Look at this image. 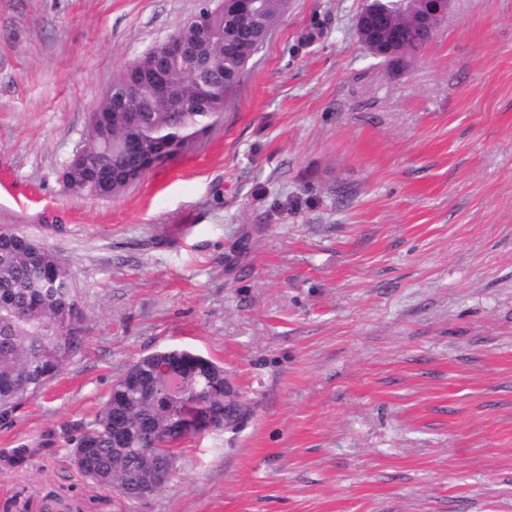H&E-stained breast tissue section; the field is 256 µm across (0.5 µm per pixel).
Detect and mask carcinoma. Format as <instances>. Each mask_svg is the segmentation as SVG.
<instances>
[{"mask_svg": "<svg viewBox=\"0 0 512 512\" xmlns=\"http://www.w3.org/2000/svg\"><path fill=\"white\" fill-rule=\"evenodd\" d=\"M265 22L261 31L246 37L242 55L229 57L212 35H204L216 73L224 76V97L206 109L173 112L168 104L147 87L139 94L148 102L145 112H106V128H100L90 115L87 142L90 151L84 158V172L67 188L77 194L92 193L91 175L101 164L113 160L129 171L142 160L119 147L128 126L159 150L175 140L197 138L221 117L225 96L232 93L259 47L274 25L288 10V0H263ZM389 18L379 34L385 42L397 29L417 25V16L406 14L393 0H384ZM85 315L78 290L69 270L44 243L21 230L0 236V423H9L23 403L54 378L63 365L79 353L85 343ZM184 368L196 378L197 393L182 398L167 393L163 374L142 371L144 378L136 390L115 385L93 424L68 437L70 456L82 476L93 485L113 492L125 503L142 501L139 487L155 483L160 477L172 479L176 472L177 451L173 447L186 439L178 413L198 408L214 414L224 423V392L211 390L212 376L224 369L216 361L204 369L183 357ZM121 418L137 429L127 448L112 442V421ZM91 449L95 471L78 459L77 450Z\"/></svg>", "mask_w": 512, "mask_h": 512, "instance_id": "carcinoma-1", "label": "carcinoma"}]
</instances>
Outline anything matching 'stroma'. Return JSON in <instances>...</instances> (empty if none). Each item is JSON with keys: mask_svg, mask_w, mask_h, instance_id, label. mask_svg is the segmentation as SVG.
I'll list each match as a JSON object with an SVG mask.
<instances>
[{"mask_svg": "<svg viewBox=\"0 0 512 512\" xmlns=\"http://www.w3.org/2000/svg\"><path fill=\"white\" fill-rule=\"evenodd\" d=\"M363 0H289L222 118L109 198L62 171L200 0H0V226L68 268L87 342L0 426V512H512V0H454L398 68ZM249 410L128 510L68 435L140 356Z\"/></svg>", "mask_w": 512, "mask_h": 512, "instance_id": "35a3bbf8", "label": "stroma"}]
</instances>
